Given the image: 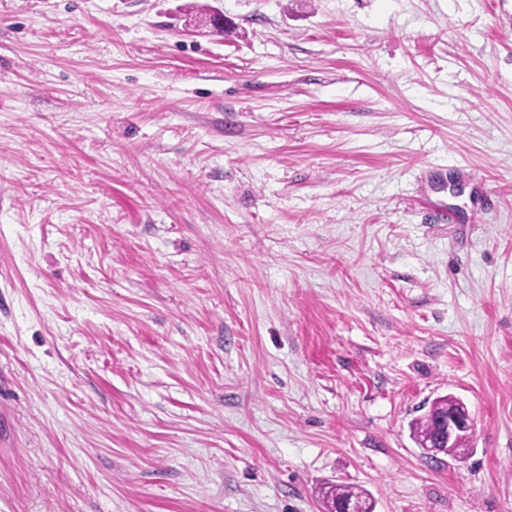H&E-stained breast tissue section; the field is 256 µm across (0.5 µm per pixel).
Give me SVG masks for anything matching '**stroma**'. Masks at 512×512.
Wrapping results in <instances>:
<instances>
[{
	"label": "stroma",
	"mask_w": 512,
	"mask_h": 512,
	"mask_svg": "<svg viewBox=\"0 0 512 512\" xmlns=\"http://www.w3.org/2000/svg\"><path fill=\"white\" fill-rule=\"evenodd\" d=\"M330 483L512 512V0H0V512ZM457 403H459L458 400L448 396L435 399L430 405L429 410L412 423L411 431L413 432V437L430 433L434 426L433 418L456 411L458 408ZM473 431L474 422L469 412L463 411L453 417L440 420V434L423 440L418 448H422V455L428 456L431 459H436L441 454L453 459L461 458L471 448H465V450L460 451L459 448H451L452 443L459 433H466V443L471 442ZM451 450L454 452L450 453Z\"/></svg>",
	"instance_id": "obj_1"
}]
</instances>
